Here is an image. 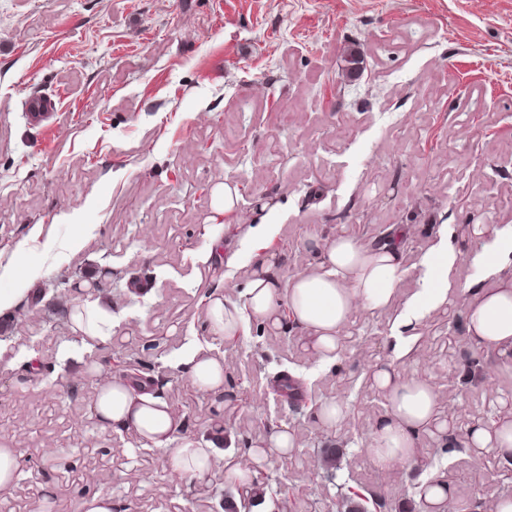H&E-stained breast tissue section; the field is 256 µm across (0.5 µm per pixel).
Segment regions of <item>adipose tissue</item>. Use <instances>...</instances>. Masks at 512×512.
<instances>
[{
  "label": "adipose tissue",
  "instance_id": "ef3b65f1",
  "mask_svg": "<svg viewBox=\"0 0 512 512\" xmlns=\"http://www.w3.org/2000/svg\"><path fill=\"white\" fill-rule=\"evenodd\" d=\"M270 238L269 225L252 232V249L259 258L244 290L245 307L222 297L209 304L212 329L225 339L246 335L253 322L279 323L277 311L284 303L291 321L307 332L314 351L329 361L336 357L340 335L355 307L382 311L394 305L406 274L398 243L371 247L349 236L311 239L310 247L322 254V262L283 282L265 254ZM428 257L433 285L416 293L415 305L406 314L410 321L446 302L452 287L455 253L447 237L438 238ZM465 328L474 344L500 349L502 367L512 368V284L470 293ZM374 378L386 392L388 405L366 454L378 470L386 471L396 461L414 457L417 437L435 417L438 400L426 384L403 379L395 365L377 367ZM96 413L103 425L134 428L153 445L168 449L171 464L187 479L202 478L213 464L208 449L173 445L182 422L164 400L148 391H134L125 382L112 384L100 395Z\"/></svg>",
  "mask_w": 512,
  "mask_h": 512
}]
</instances>
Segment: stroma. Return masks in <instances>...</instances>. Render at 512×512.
Wrapping results in <instances>:
<instances>
[{"label": "stroma", "instance_id": "obj_1", "mask_svg": "<svg viewBox=\"0 0 512 512\" xmlns=\"http://www.w3.org/2000/svg\"><path fill=\"white\" fill-rule=\"evenodd\" d=\"M361 47L364 72L342 59ZM45 93L44 116L26 108ZM235 189L219 211L201 185ZM257 224L281 279L320 262L308 239L371 245L403 234L408 268L396 306L355 309L336 362H314L295 324H251L226 343L211 298L244 304ZM485 227L483 238L474 225ZM512 225V0H0V280L15 291L0 317V438L20 474L0 512H80L110 495L114 512H224V464L247 458L267 426L298 451L257 480L252 512H338L345 496L384 512H419L420 486L443 477L459 512H485L512 490L505 459L441 453L428 430L418 456L377 470L365 445L386 412L377 363L423 379L465 425L512 393L495 349L467 338V291L512 283V259L474 266ZM458 253L454 293L410 327L400 315L440 232ZM81 293H74V286ZM112 301L103 343L77 338L82 301ZM227 359L221 388H201L190 352ZM104 377L146 381L182 419L174 441L220 459L187 482L165 449L102 426ZM486 364L463 386L467 358ZM341 400V429L317 415ZM54 439L63 455L40 450Z\"/></svg>", "mask_w": 512, "mask_h": 512}]
</instances>
